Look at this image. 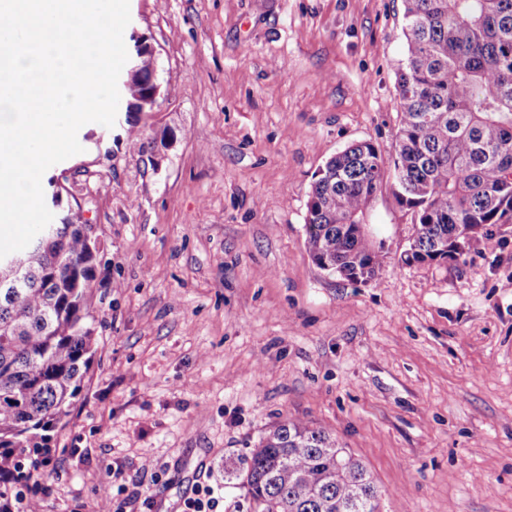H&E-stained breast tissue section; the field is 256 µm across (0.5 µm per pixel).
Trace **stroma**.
<instances>
[{
  "label": "stroma",
  "instance_id": "stroma-1",
  "mask_svg": "<svg viewBox=\"0 0 512 512\" xmlns=\"http://www.w3.org/2000/svg\"><path fill=\"white\" fill-rule=\"evenodd\" d=\"M157 49L158 104L88 123L66 173L104 242L99 348L40 476L46 512H177L277 424L357 455L383 512H512V224L462 263H408L390 184L367 211L385 261L367 282L305 249L326 161L397 146L403 0H129ZM151 471H143V464Z\"/></svg>",
  "mask_w": 512,
  "mask_h": 512
}]
</instances>
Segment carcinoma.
<instances>
[{
	"label": "carcinoma",
	"instance_id": "obj_1",
	"mask_svg": "<svg viewBox=\"0 0 512 512\" xmlns=\"http://www.w3.org/2000/svg\"><path fill=\"white\" fill-rule=\"evenodd\" d=\"M400 125L392 189L411 213L408 262H459L456 242L512 224V0H404ZM133 112L145 86L124 87ZM386 160L370 141L330 158L313 183L305 247L322 271L373 279L384 261L366 226ZM80 206L21 251L0 286V512H44L52 432L70 415L99 346L92 290L100 248ZM250 512H380L363 463L328 433L286 420L226 470Z\"/></svg>",
	"mask_w": 512,
	"mask_h": 512
}]
</instances>
